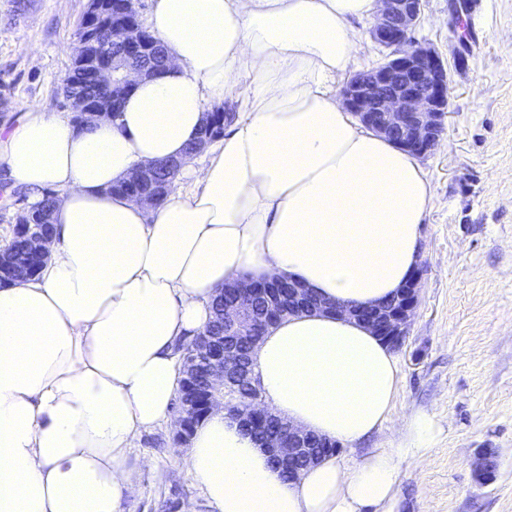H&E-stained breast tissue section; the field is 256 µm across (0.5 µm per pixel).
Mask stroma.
Listing matches in <instances>:
<instances>
[{
	"mask_svg": "<svg viewBox=\"0 0 512 512\" xmlns=\"http://www.w3.org/2000/svg\"><path fill=\"white\" fill-rule=\"evenodd\" d=\"M88 0H0V126L25 106L61 110V87ZM413 39L449 68L445 132L421 161L431 199L421 229L418 305L396 356L400 382L385 427L336 455L354 464L398 447L405 421L424 413L435 439L403 462L400 512H512V0H424ZM169 424L135 453L154 464L130 512H175L199 498L185 447ZM495 454L496 479L474 462Z\"/></svg>",
	"mask_w": 512,
	"mask_h": 512,
	"instance_id": "obj_1",
	"label": "stroma"
}]
</instances>
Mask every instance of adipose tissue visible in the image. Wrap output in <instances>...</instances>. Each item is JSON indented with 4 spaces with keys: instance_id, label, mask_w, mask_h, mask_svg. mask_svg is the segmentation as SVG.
<instances>
[{
    "instance_id": "adipose-tissue-1",
    "label": "adipose tissue",
    "mask_w": 512,
    "mask_h": 512,
    "mask_svg": "<svg viewBox=\"0 0 512 512\" xmlns=\"http://www.w3.org/2000/svg\"><path fill=\"white\" fill-rule=\"evenodd\" d=\"M379 0H152L167 66L136 79L116 118L81 129L27 106L0 129V182L54 193L36 274L0 284V512H129L138 437L172 419L178 346L226 284L285 277L321 300L391 299L419 262L430 184L408 152L361 126L337 93ZM236 116L186 156L210 106ZM184 158L189 193L146 206L113 187ZM262 401L292 425L356 443L395 406L396 358L353 318L282 317L252 354ZM434 440L424 414L400 447L329 455L287 480L224 409L197 426L184 512H395L403 460Z\"/></svg>"
}]
</instances>
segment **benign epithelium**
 Returning a JSON list of instances; mask_svg holds the SVG:
<instances>
[{
  "label": "benign epithelium",
  "instance_id": "benign-epithelium-1",
  "mask_svg": "<svg viewBox=\"0 0 512 512\" xmlns=\"http://www.w3.org/2000/svg\"><path fill=\"white\" fill-rule=\"evenodd\" d=\"M384 10L376 17L370 35L378 47L388 51L384 61L368 73L352 78L342 90L346 108L366 127L384 135L412 154L423 157L434 150L444 129L443 118L449 106L448 69L438 54L411 37L421 13L422 0H383ZM127 9L112 5L106 12L104 0H89L88 11L100 17L117 54L85 73L87 93H63L64 107L79 124L93 123L102 116H113L133 86L131 75L149 77L169 62L140 24L139 0H125ZM419 277L402 288V303L389 308L346 307L315 303L312 292L284 278L272 279L261 288L265 299L263 317L275 319L285 311L309 305L363 322L393 350L401 349L418 299ZM257 317L239 302H220L216 325L200 333L184 354L185 378L175 403L176 436L186 440L187 423L198 409L193 388L200 366H205L204 388L208 408L238 399L234 418L248 428L258 418L276 425L279 434L268 437L261 447L277 460L288 464L293 475L319 458L312 447L314 438L280 417L261 403L259 386L250 364L225 343V336H251ZM493 452L478 458L479 479H494Z\"/></svg>",
  "mask_w": 512,
  "mask_h": 512
}]
</instances>
